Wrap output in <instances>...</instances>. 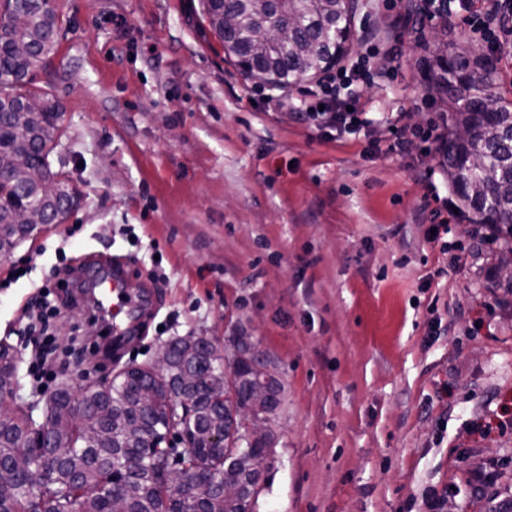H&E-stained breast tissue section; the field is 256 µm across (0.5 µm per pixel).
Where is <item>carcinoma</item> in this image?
<instances>
[{
    "mask_svg": "<svg viewBox=\"0 0 512 512\" xmlns=\"http://www.w3.org/2000/svg\"><path fill=\"white\" fill-rule=\"evenodd\" d=\"M210 30L219 38L229 31L228 56L239 68L253 62L281 87L321 74L334 65L332 44L344 24L343 0H203ZM288 28V39L270 44L259 39L271 21ZM61 18L45 0H0V248L30 233L12 223L15 210L72 211L77 194L64 184L49 160L59 138L60 104L33 87L58 47ZM487 86L492 112H473L467 101ZM495 80L455 86L448 96L451 125L443 153L448 177L464 206L481 224H495L505 237L503 252L512 255V103L494 92ZM468 126L471 140L458 144L454 129ZM483 156V167L467 166L470 155ZM44 172L41 185H15L16 158ZM167 375L153 379L142 366L109 382L82 388L80 409L70 408L69 390L60 392L43 426L45 445L32 447V427L18 413L0 424V475L10 491L0 496V512H253L261 492L262 468L271 443L233 457L215 441L231 427V402L224 399V347L196 336L168 343ZM15 347L0 345V392L17 381ZM153 388L145 405L141 388ZM185 433L191 448L181 450L198 483L173 486L164 477L166 435ZM25 456L29 466L16 467ZM42 489L32 491L33 474ZM223 474L239 485L224 495Z\"/></svg>",
    "mask_w": 512,
    "mask_h": 512,
    "instance_id": "obj_1",
    "label": "carcinoma"
}]
</instances>
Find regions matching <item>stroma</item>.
<instances>
[{
	"mask_svg": "<svg viewBox=\"0 0 512 512\" xmlns=\"http://www.w3.org/2000/svg\"><path fill=\"white\" fill-rule=\"evenodd\" d=\"M62 35L36 83L62 105L57 149L78 207L0 256V339L28 372L24 304L62 257L119 256L142 277L147 332L122 356L97 341L85 295L62 308L58 381L99 382L178 336L246 330L284 382L255 512H493L512 504V260L475 235L437 141L378 148L441 123L421 69L483 47L465 13L414 32L402 0H360L340 99L367 125L318 137L305 79L259 90L209 30L201 0H55ZM457 213L445 268L426 200ZM488 435H480L482 427Z\"/></svg>",
	"mask_w": 512,
	"mask_h": 512,
	"instance_id": "stroma-1",
	"label": "stroma"
}]
</instances>
